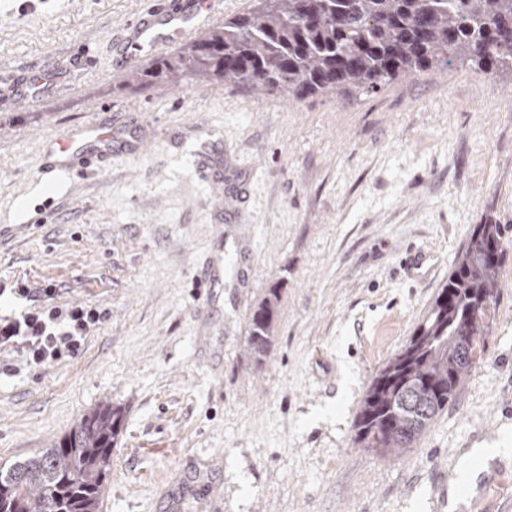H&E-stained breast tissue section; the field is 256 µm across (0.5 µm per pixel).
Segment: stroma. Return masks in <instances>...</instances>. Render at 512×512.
<instances>
[{"mask_svg": "<svg viewBox=\"0 0 512 512\" xmlns=\"http://www.w3.org/2000/svg\"><path fill=\"white\" fill-rule=\"evenodd\" d=\"M159 2L0 0V70L29 73L0 101V286L105 313L75 357L0 351V464L109 404L99 512H512V250L448 408L400 457L353 444L474 225L512 230V73L455 62L340 98L140 84L171 45L127 62L113 41ZM87 121L112 129L108 166L46 193L47 149ZM412 248L424 275L400 266ZM273 287L258 364L247 319Z\"/></svg>", "mask_w": 512, "mask_h": 512, "instance_id": "stroma-1", "label": "stroma"}]
</instances>
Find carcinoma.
Returning a JSON list of instances; mask_svg holds the SVG:
<instances>
[{"instance_id": "1", "label": "carcinoma", "mask_w": 512, "mask_h": 512, "mask_svg": "<svg viewBox=\"0 0 512 512\" xmlns=\"http://www.w3.org/2000/svg\"><path fill=\"white\" fill-rule=\"evenodd\" d=\"M453 59L492 72L512 69V0H264L136 78L176 84L192 74L339 98ZM511 248L502 225H474L448 283L366 392L355 447L398 457L448 408L484 351ZM279 299L280 289H269L248 318V355L258 363L275 337ZM121 422L120 409L100 406L54 447L0 466V512H98Z\"/></svg>"}]
</instances>
